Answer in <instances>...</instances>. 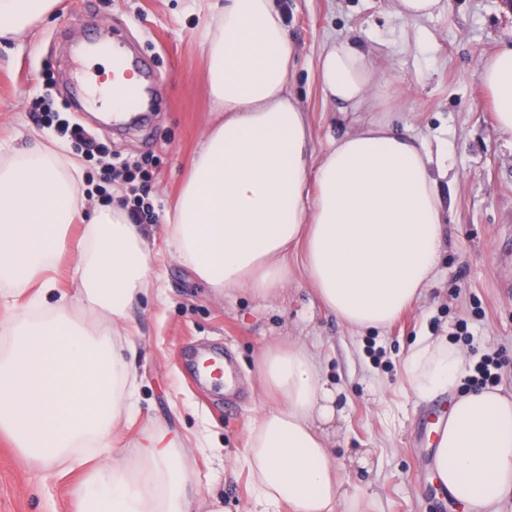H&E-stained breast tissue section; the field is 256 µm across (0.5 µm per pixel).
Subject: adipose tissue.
Returning a JSON list of instances; mask_svg holds the SVG:
<instances>
[{"label": "adipose tissue", "instance_id": "obj_1", "mask_svg": "<svg viewBox=\"0 0 512 512\" xmlns=\"http://www.w3.org/2000/svg\"><path fill=\"white\" fill-rule=\"evenodd\" d=\"M62 0H0V41L59 13ZM208 93L219 112L191 161L164 231L179 262L216 292L275 295L288 282V254L323 305L346 325L384 329L433 281L444 240L442 199L431 159L414 136L376 118L385 70L350 37L324 46L322 91L338 109L363 113L360 127L315 154L290 82L295 53L273 0H224L203 33ZM498 130L512 136V46L483 61ZM78 163L34 145L0 158V300L30 289L23 313L0 319V432L47 469L82 466L81 512H190L196 480L186 444L163 429L133 457L113 441L136 406L134 342L124 323L148 293V227L122 205L84 216ZM315 191H308V184ZM78 243L77 290L52 274ZM92 322H79L73 303ZM465 365L444 336H421L404 368L421 401L453 391ZM262 388L239 461L252 475L251 512H338L353 505L319 423L333 392L299 344L263 352ZM439 480L468 512H498L512 494V398L483 388L455 397L433 455Z\"/></svg>", "mask_w": 512, "mask_h": 512}]
</instances>
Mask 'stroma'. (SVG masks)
I'll use <instances>...</instances> for the list:
<instances>
[{"label":"stroma","instance_id":"1","mask_svg":"<svg viewBox=\"0 0 512 512\" xmlns=\"http://www.w3.org/2000/svg\"><path fill=\"white\" fill-rule=\"evenodd\" d=\"M224 0H63L55 17L0 46V147L21 149L32 139L74 149L33 115L34 102L82 124L106 149L81 162L86 207L101 205L96 186L114 162L153 161L149 197L156 215L171 209L189 175V161L216 118L206 90L200 34ZM296 53L295 94L307 114L316 153L359 125L321 90L318 59L332 37L354 36L379 54L389 80L378 102L392 126L423 140L433 162L447 165L445 243L433 283L389 328H349L319 300L302 258H288V285L259 298L230 289L217 294L178 262L161 224L149 233L152 289L131 311L138 343L140 410L121 424L119 446L130 452L146 432L162 427L186 438L187 465L200 481L197 512L211 494L226 512H246L249 473L235 463L265 399L259 358L271 342H298L318 362L336 392V414L324 423L357 512H465L434 490L431 448L422 433L434 402L406 389L403 360L417 336L447 337L467 355L457 382L476 389V364L500 365L499 389L512 393V139L495 127V106L481 83L484 57L512 41V8L505 0H448L445 12L407 22L394 0H276ZM124 35L157 79L152 91L165 106L144 131H114L97 114L71 103L67 58L89 32ZM467 320L460 334L459 320ZM228 352L235 366L227 392L200 383L191 360ZM82 469L46 470L25 459L0 433V512H79Z\"/></svg>","mask_w":512,"mask_h":512}]
</instances>
